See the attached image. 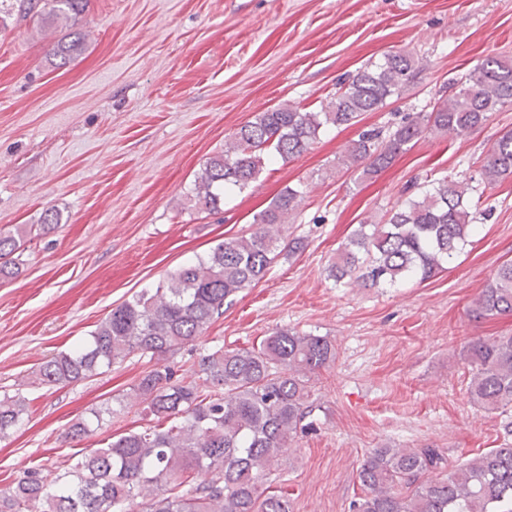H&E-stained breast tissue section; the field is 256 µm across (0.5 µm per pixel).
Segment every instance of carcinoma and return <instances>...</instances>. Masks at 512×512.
<instances>
[{
	"mask_svg": "<svg viewBox=\"0 0 512 512\" xmlns=\"http://www.w3.org/2000/svg\"><path fill=\"white\" fill-rule=\"evenodd\" d=\"M87 0H15L20 15L47 25L76 22ZM87 34L72 30L52 45L55 68L82 53ZM417 61L391 52L359 68L318 112L282 104L260 113L209 158L194 180L192 207L215 212L228 190L243 191L266 162H287L305 153L327 126H351L409 83ZM512 106V59L488 56L464 77L460 88L429 112L406 117L394 130L367 129L341 158L363 166L368 177L389 167L425 134H466L492 112ZM512 174V132L488 152L481 181L491 186ZM475 186L450 175L426 182L391 210L384 224H360L338 249L330 276L368 287L424 281L453 261L470 243L482 216ZM289 187L256 215L254 230L227 237L196 261L112 309L71 353H59L35 372L39 384L70 385L101 374L131 356L154 362L119 405H143L156 425L129 432L94 448L48 485L36 471L0 493V512H290L287 496L273 489L279 461L309 420L312 374L336 359L326 336L278 329L258 346L201 355L190 380L176 378L169 358L194 344L224 303L263 279L281 255L288 215L303 200ZM27 231L0 233V279L15 274ZM475 318L512 315V260L472 302ZM470 368L471 403L507 417L506 439L464 466L448 470L437 448H375L357 473L363 494L350 512H512V334L463 346ZM25 398L0 396V439L17 427ZM111 408L91 410L71 424L67 437L82 440L101 426Z\"/></svg>",
	"mask_w": 512,
	"mask_h": 512,
	"instance_id": "cac0c4a2",
	"label": "carcinoma"
}]
</instances>
